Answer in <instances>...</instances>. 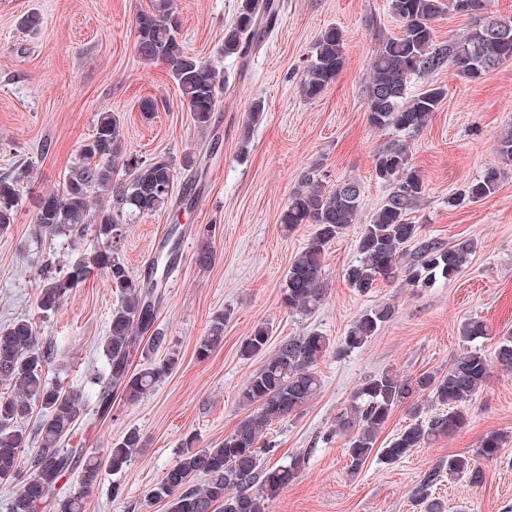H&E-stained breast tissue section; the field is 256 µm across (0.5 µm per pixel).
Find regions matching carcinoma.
Segmentation results:
<instances>
[{
    "mask_svg": "<svg viewBox=\"0 0 512 512\" xmlns=\"http://www.w3.org/2000/svg\"><path fill=\"white\" fill-rule=\"evenodd\" d=\"M467 29L438 41L432 23L444 11L446 0H388V10L401 22L397 35L377 34L376 48L369 59L366 107L369 122L383 130L400 134L419 132L432 118L446 96V90L432 83L411 94L408 84L452 66L469 81H477L501 64L512 60V17L497 16L488 10L492 0H465ZM276 0H240L233 23L224 28L226 56L245 59L261 43L271 28ZM134 50L147 64L163 62L177 84L182 103L190 112L194 127L205 133L218 105L220 76L207 61L188 53L178 41L177 20L171 0H153L152 11L138 14ZM344 31L330 25L318 34L310 64L300 79L305 97L320 96L334 83L345 65ZM83 163L66 178L61 188L43 195L34 224L40 234L82 236L93 225L96 244L62 267L56 258L46 260L36 296L43 313L55 310L71 290L96 270L107 274L109 287L116 289L119 302L112 309L109 334L102 346L107 362L105 373L95 377L99 409L105 413L112 395L120 392L133 402L155 390L172 373L177 358L168 355L145 367L132 369V357L143 340L154 347L164 336L153 329L155 307L169 268V255L159 252L152 260L154 277H135L113 250L122 226L140 215H152L173 201L169 187L175 184V164L157 157L147 163L127 149L120 116L102 112L95 133L83 145ZM499 164H491L469 182L461 198L476 203L496 193L504 178V166L512 163V129L496 138ZM119 158L127 171L123 181L114 179L112 160ZM321 163L310 164L300 183L289 194L279 217L288 232L303 224L315 231L305 247L290 261L282 280V301L292 310L309 312L323 301L324 259L330 245L339 238L360 212L361 184L345 179L326 192L319 185ZM373 176L386 194L362 225L355 240L357 257L348 265L344 278L359 294H368L399 276L414 288H426L438 279L447 280L469 262L476 244L470 238L451 245L420 237V226L409 215L424 195L425 182L411 163L407 146L397 142L378 149L373 156ZM22 175L0 179V233L6 232L16 217L17 185ZM95 192H109L115 203L99 205ZM414 247L412 262L401 263L408 247ZM395 314V306L382 303L359 315L344 337V352L363 348ZM226 314L213 317L208 334L197 346L198 358L205 360L224 341ZM486 335L484 324L469 319L461 324L459 336L464 351L445 373H422L403 378L387 369L366 378L351 394L336 420V432L346 433L345 455L352 474L361 471L368 459L391 465L440 437H450L467 424L460 409L487 381L492 364L481 349L469 343ZM268 324L256 325L243 338L239 352L249 359L268 347ZM330 348V340L317 330L280 341L262 366L239 390L240 402L251 412L236 428L213 447L196 449L193 439L183 444L176 462L166 469L159 483L147 492L152 500H168L170 512H267L268 504L304 470L302 453L286 463L265 460L272 446L265 441L274 423L296 416L317 395L320 380L316 366ZM52 357L51 349L40 344L38 330L29 319H16L0 326V383L14 394L0 396V484L16 485L10 512H85V499L97 485L101 462L84 457L76 448L64 447L84 415L82 397L50 386L42 377V366ZM497 360L512 370V336L500 342ZM448 408L420 418L419 400ZM413 403L415 421L394 435L382 448L376 447L380 432L394 408ZM40 406L43 418L38 426L39 446L33 455L19 421L32 406ZM505 437L490 431L480 440L475 455H452L434 468L415 489L414 499L424 512H445L444 503L432 496L430 488L442 473L465 477L472 484L483 479L480 461L497 459ZM142 447L139 432L124 433L108 453L107 467L114 474L128 470ZM27 459L29 475L22 476V459ZM80 467L79 490L62 498L52 491L74 467Z\"/></svg>",
    "mask_w": 512,
    "mask_h": 512,
    "instance_id": "obj_1",
    "label": "carcinoma"
}]
</instances>
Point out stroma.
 Listing matches in <instances>:
<instances>
[{
    "instance_id": "stroma-1",
    "label": "stroma",
    "mask_w": 512,
    "mask_h": 512,
    "mask_svg": "<svg viewBox=\"0 0 512 512\" xmlns=\"http://www.w3.org/2000/svg\"><path fill=\"white\" fill-rule=\"evenodd\" d=\"M278 19L248 60L224 55V29L239 0H172L178 37L187 52L211 63L224 91L207 133L195 129L179 90L163 63H143L134 52L135 18L151 0H0V178L29 167L19 187L16 219L0 233V325L33 317L43 343L55 346L43 376L62 390L84 396L86 414L68 445L106 459L126 430L137 429L143 447L121 476L101 469L99 485L86 498V512H168L166 501L148 502L146 490L173 465L187 437L205 448L223 440L248 414L238 390L260 367L262 356L242 359L239 345L253 327L268 323L270 342L316 329L330 348L317 364L321 386L304 410L272 425L267 437L273 459L294 453L306 466L273 501L269 512H419L413 493L420 480L448 456L472 454L486 432L505 435L497 460L482 463L474 485L441 477L434 497L448 512H512V371L493 369L481 391L464 406L462 432L414 449L397 463L369 461L350 475L345 438L332 429L340 409L369 375L390 369L403 377L443 373L461 353L460 324L482 321L487 334L477 344L494 357L500 340L512 336V167L498 191L478 203L449 205L451 194L496 163L494 141L512 128V62L477 81L454 68L434 76L446 97L429 123L410 138L411 162L426 191L412 218L422 233L448 244L474 239L477 249L454 278L428 288L404 279L363 296L343 272L356 259L355 240L385 193L373 177V155L391 141V131L372 126L365 104L369 58L378 33L396 34L399 21L387 0H278ZM41 15L33 31L20 17ZM343 29L346 63L318 98L301 93L299 78L319 32ZM158 101L144 119L143 100ZM262 100L265 112L250 122L249 107ZM120 115L128 149L146 161L165 157L181 163L193 155L198 177L179 171L174 200L165 211L125 225L115 244L132 274L144 276L164 240L176 245V263L157 307L155 326L164 349L178 364L152 393L130 402L115 395L106 414L95 411L94 374L106 367L101 343L117 295L104 272L73 289L59 308L39 315L35 294L43 258H75L95 244L93 233L79 242L60 236L45 241L33 222L36 202L59 188L82 162L81 147L93 136L99 113ZM320 163V185L355 179L363 186L357 222L336 239L325 258L323 302L312 313L288 310L281 281L291 259L314 227L285 232L282 208L301 174ZM215 260L195 262L203 241ZM394 317L366 346L341 352L358 316L381 303ZM226 313L224 341L206 360L196 346L212 317ZM121 495H113V483Z\"/></svg>"
}]
</instances>
